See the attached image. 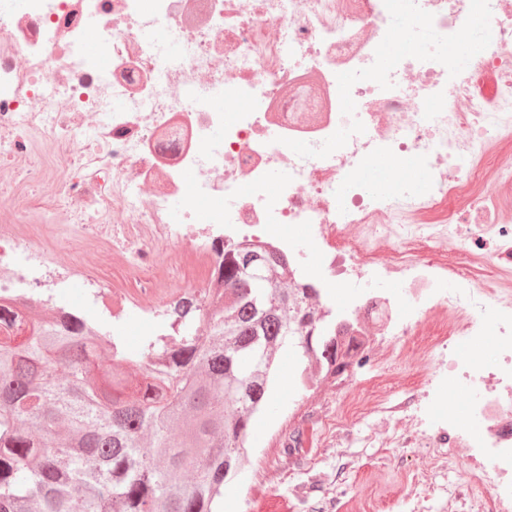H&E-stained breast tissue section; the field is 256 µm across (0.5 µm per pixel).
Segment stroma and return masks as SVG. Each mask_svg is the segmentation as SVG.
Segmentation results:
<instances>
[{"label":"stroma","instance_id":"obj_1","mask_svg":"<svg viewBox=\"0 0 512 512\" xmlns=\"http://www.w3.org/2000/svg\"><path fill=\"white\" fill-rule=\"evenodd\" d=\"M116 326L125 355L103 359L111 371L126 368L149 330L128 309ZM446 343L458 354L486 351L449 340L448 322L437 313L401 338L399 355L373 343L351 373L336 378L315 371L300 382L298 358L284 350L249 437L250 461L229 483L224 512H499L497 493L473 478L487 451L464 445L458 427L468 423L466 411L457 412V427L428 428L441 446L391 445L408 437L412 416L450 383L432 358Z\"/></svg>","mask_w":512,"mask_h":512}]
</instances>
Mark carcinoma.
Returning <instances> with one entry per match:
<instances>
[{"instance_id":"carcinoma-1","label":"carcinoma","mask_w":512,"mask_h":512,"mask_svg":"<svg viewBox=\"0 0 512 512\" xmlns=\"http://www.w3.org/2000/svg\"><path fill=\"white\" fill-rule=\"evenodd\" d=\"M218 272L228 300L182 301L178 343L144 339L133 389L117 371L105 389L89 380L101 353L120 355L116 338L0 297V331H26L0 336V512H215L281 352L306 358L312 336L336 359L318 289L288 283L283 258L226 248Z\"/></svg>"}]
</instances>
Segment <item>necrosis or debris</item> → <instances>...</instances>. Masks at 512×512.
Masks as SVG:
<instances>
[{
    "instance_id": "obj_1",
    "label": "necrosis or debris",
    "mask_w": 512,
    "mask_h": 512,
    "mask_svg": "<svg viewBox=\"0 0 512 512\" xmlns=\"http://www.w3.org/2000/svg\"><path fill=\"white\" fill-rule=\"evenodd\" d=\"M512 0H24L0 6V296L86 316L58 249L138 278L112 301L167 330L154 297L181 251L203 307L222 248L281 254L299 286L407 283L428 314L491 339L455 355L512 482ZM387 160L372 180L369 167ZM205 224H198V213ZM59 214L63 223H49ZM307 228L295 247L293 227ZM177 243L163 254L159 241ZM396 259L379 262L382 244ZM490 268L473 282L468 274ZM456 288H449V281Z\"/></svg>"
}]
</instances>
